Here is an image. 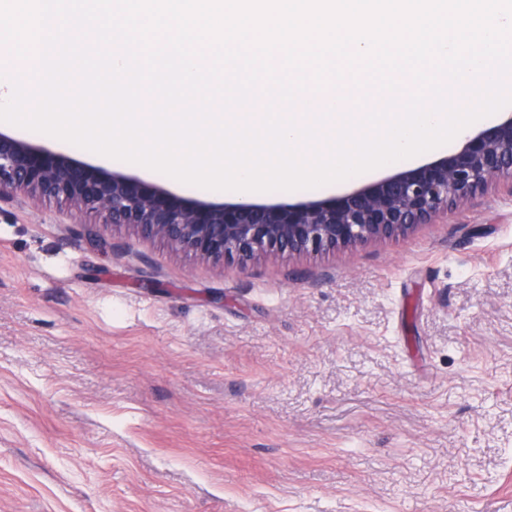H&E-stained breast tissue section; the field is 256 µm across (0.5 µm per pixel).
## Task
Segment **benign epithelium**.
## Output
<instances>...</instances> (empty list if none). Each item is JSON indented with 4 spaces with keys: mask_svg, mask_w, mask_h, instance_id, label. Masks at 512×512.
Here are the masks:
<instances>
[{
    "mask_svg": "<svg viewBox=\"0 0 512 512\" xmlns=\"http://www.w3.org/2000/svg\"><path fill=\"white\" fill-rule=\"evenodd\" d=\"M503 178L512 180V115L466 137L443 158L348 194L300 205L191 202L155 184L0 131V200L56 198L213 263L353 249L404 237L448 207Z\"/></svg>",
    "mask_w": 512,
    "mask_h": 512,
    "instance_id": "1",
    "label": "benign epithelium"
}]
</instances>
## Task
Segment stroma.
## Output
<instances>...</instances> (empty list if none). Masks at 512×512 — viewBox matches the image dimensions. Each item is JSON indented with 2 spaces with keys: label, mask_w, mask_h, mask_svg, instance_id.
<instances>
[{
  "label": "stroma",
  "mask_w": 512,
  "mask_h": 512,
  "mask_svg": "<svg viewBox=\"0 0 512 512\" xmlns=\"http://www.w3.org/2000/svg\"><path fill=\"white\" fill-rule=\"evenodd\" d=\"M0 512H512V182L244 266L0 202Z\"/></svg>",
  "instance_id": "1"
}]
</instances>
